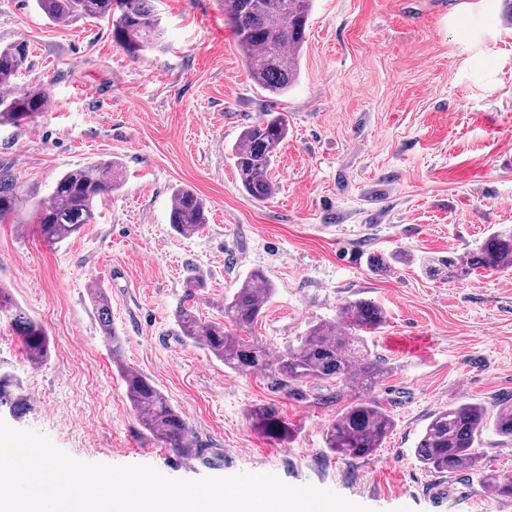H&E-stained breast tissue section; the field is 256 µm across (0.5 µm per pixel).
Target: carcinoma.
<instances>
[{
	"label": "carcinoma",
	"mask_w": 512,
	"mask_h": 512,
	"mask_svg": "<svg viewBox=\"0 0 512 512\" xmlns=\"http://www.w3.org/2000/svg\"><path fill=\"white\" fill-rule=\"evenodd\" d=\"M153 0H36L37 9L50 21L64 23L80 16L108 22L112 39L129 55L156 46L162 38L159 14ZM313 0H224V15L231 21L237 45L247 61L251 79L275 96L288 93L299 76V55L305 42ZM29 45L24 40L0 47V125L32 120L46 109L44 90H14V80L28 61ZM288 135V116L269 111L249 125L231 149L230 156L242 190L257 201L275 190L270 170L280 145ZM121 179L112 162H94L65 172L57 180L47 201L35 207L40 235L48 242H61L95 223L97 206L112 197ZM19 182L9 172H0V220L20 207ZM206 203L194 190L182 187L173 192L169 224L182 237L194 235L207 224ZM394 261H418L431 277L460 280L471 270L512 268V227L491 233L463 259L458 255L420 257L404 253ZM206 288L203 278L187 283L186 295L176 310L180 335L202 345L224 366L234 371L269 373L291 388L300 399L319 403L337 399L340 393H322V388L342 387L359 395L348 403L325 432L329 452L349 459H366L380 448L394 427L386 409L369 393L387 373L365 338L385 323V312L371 301L356 299L341 308L336 320L318 321L296 342L273 350L253 336L265 304L274 288L260 270L247 274L218 308V315L201 317L198 294ZM100 332L106 340L112 363L120 374L131 408L146 428L165 447L181 456L199 453L193 432L181 413L142 373L124 361V339L112 325V304L99 288L91 294ZM0 311L20 339L27 361L39 366L47 361L50 341L43 325L32 318L0 286ZM0 404L16 416L26 409L27 397L21 381L0 371ZM251 427L259 434L290 443L294 429L279 411L259 404L249 411ZM512 440V405H503L493 416L481 404L463 403L434 412L426 424L414 456L426 471L435 474L468 472L479 476L482 486L499 499L512 500V476L483 466L476 451L487 428Z\"/></svg>",
	"instance_id": "1"
}]
</instances>
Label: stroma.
Masks as SVG:
<instances>
[{
  "label": "stroma",
  "instance_id": "stroma-1",
  "mask_svg": "<svg viewBox=\"0 0 512 512\" xmlns=\"http://www.w3.org/2000/svg\"><path fill=\"white\" fill-rule=\"evenodd\" d=\"M163 35L139 57L103 22L55 24L34 0H0V45L23 39L21 89H45L32 121L0 126V169L21 184L19 215L0 220V284L47 329L50 357L31 366L0 317V370L28 409L0 419L46 434L88 463L149 465L172 479L271 473L373 512H512L478 476H441L414 458L432 413L512 404V270L463 280L427 276L416 256H467L512 225V7L506 0H315L296 85L272 98L255 84L221 0H157ZM474 31L461 41L458 30ZM275 110L288 137L275 194H243L229 159L244 128ZM96 161L123 173L96 223L58 244L33 222L58 176ZM195 190L208 222L169 226L172 191ZM391 258L383 271L372 256ZM254 269L275 291L254 328L285 348L348 301L385 324L369 338L388 374L372 396L394 429L369 459L330 453L324 431L345 400L316 404L267 375L239 373L178 333L190 276L212 317ZM105 289L125 362L179 410L203 454L183 458L131 408L103 342L90 287ZM275 406L296 431L277 444L249 423Z\"/></svg>",
  "mask_w": 512,
  "mask_h": 512
}]
</instances>
